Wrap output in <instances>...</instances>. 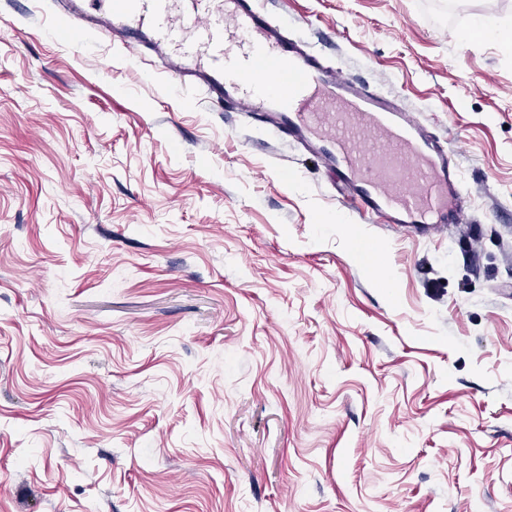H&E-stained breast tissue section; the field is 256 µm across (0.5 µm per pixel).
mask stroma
<instances>
[{
	"label": "stroma",
	"instance_id": "1",
	"mask_svg": "<svg viewBox=\"0 0 512 512\" xmlns=\"http://www.w3.org/2000/svg\"><path fill=\"white\" fill-rule=\"evenodd\" d=\"M459 152L470 223L0 0V512H512V0H261ZM381 255L376 273L352 244Z\"/></svg>",
	"mask_w": 512,
	"mask_h": 512
}]
</instances>
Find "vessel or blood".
Masks as SVG:
<instances>
[{
    "instance_id": "b4317fda",
    "label": "vessel or blood",
    "mask_w": 512,
    "mask_h": 512,
    "mask_svg": "<svg viewBox=\"0 0 512 512\" xmlns=\"http://www.w3.org/2000/svg\"><path fill=\"white\" fill-rule=\"evenodd\" d=\"M51 30L75 44L111 32L133 55L149 50L183 87L271 124L335 171L372 222L428 233L468 221L458 154L415 113L342 75L273 24L256 0H66Z\"/></svg>"
}]
</instances>
